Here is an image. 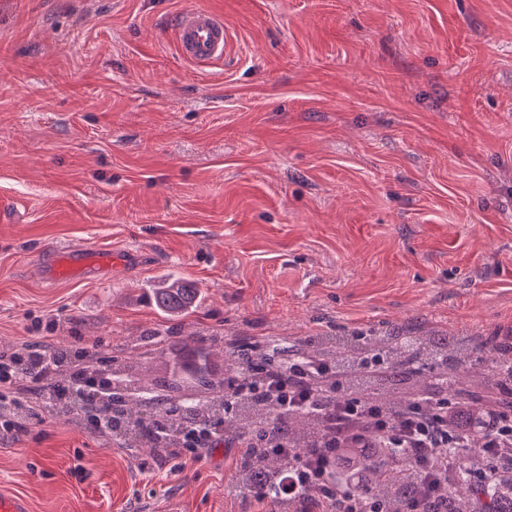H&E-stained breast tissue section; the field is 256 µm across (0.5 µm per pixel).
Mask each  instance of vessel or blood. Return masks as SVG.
<instances>
[{
  "label": "vessel or blood",
  "mask_w": 512,
  "mask_h": 512,
  "mask_svg": "<svg viewBox=\"0 0 512 512\" xmlns=\"http://www.w3.org/2000/svg\"><path fill=\"white\" fill-rule=\"evenodd\" d=\"M178 57L186 63L209 67L222 63L230 53L231 36L221 15L204 7L181 11L172 20ZM113 253L106 247H57L51 252L50 279L63 283L111 265Z\"/></svg>",
  "instance_id": "1"
}]
</instances>
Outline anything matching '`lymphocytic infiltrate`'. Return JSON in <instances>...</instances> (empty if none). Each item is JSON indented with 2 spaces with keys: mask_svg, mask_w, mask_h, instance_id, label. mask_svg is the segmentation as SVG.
<instances>
[{
  "mask_svg": "<svg viewBox=\"0 0 512 512\" xmlns=\"http://www.w3.org/2000/svg\"><path fill=\"white\" fill-rule=\"evenodd\" d=\"M336 366L321 361L311 371L299 367L269 371L260 397L288 417L318 411L319 437L298 464L280 470L276 496L288 512H382L376 497L360 491L366 468L392 470L406 456L418 474L404 497L403 512H448V451L460 447L452 432L463 410L447 399L417 398L397 405L386 395L336 388L323 401L316 380ZM476 440L480 484L512 472V404H498L480 417Z\"/></svg>",
  "mask_w": 512,
  "mask_h": 512,
  "instance_id": "obj_1",
  "label": "lymphocytic infiltrate"
}]
</instances>
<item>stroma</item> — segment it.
Segmentation results:
<instances>
[{
	"label": "stroma",
	"mask_w": 512,
	"mask_h": 512,
	"mask_svg": "<svg viewBox=\"0 0 512 512\" xmlns=\"http://www.w3.org/2000/svg\"><path fill=\"white\" fill-rule=\"evenodd\" d=\"M220 14L222 64L170 24ZM60 245L121 264L46 278ZM200 289L169 320L149 290ZM398 327L512 345V0H0V352L163 329L300 342ZM67 416L0 441L31 512H258L231 456ZM178 57L199 67L221 64L230 53L231 36L221 15L204 7L190 8L172 19Z\"/></svg>",
	"instance_id": "35a3bbf8"
}]
</instances>
